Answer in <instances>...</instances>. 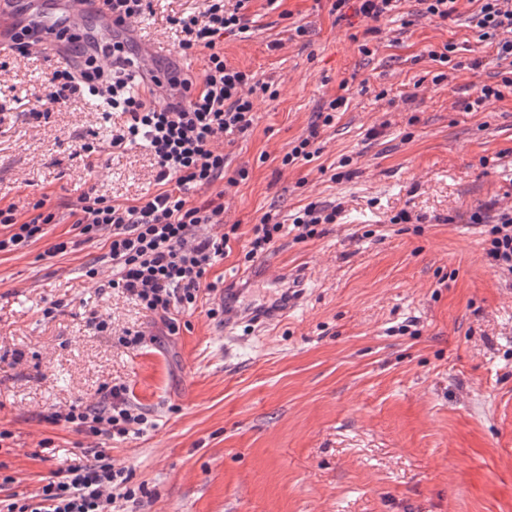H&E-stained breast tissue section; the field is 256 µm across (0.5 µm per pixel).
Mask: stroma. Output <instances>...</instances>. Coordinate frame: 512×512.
Returning <instances> with one entry per match:
<instances>
[{
	"label": "stroma",
	"instance_id": "1",
	"mask_svg": "<svg viewBox=\"0 0 512 512\" xmlns=\"http://www.w3.org/2000/svg\"><path fill=\"white\" fill-rule=\"evenodd\" d=\"M202 5L151 0L137 27L166 47L164 64L202 74L206 52L182 56L174 23ZM414 10L403 0L369 41L367 21H337L330 0H248L249 31L225 36L226 62L277 94L257 98L248 135L221 139L223 180L188 194L195 206L223 203L237 227L208 278L253 268L310 278L302 309L230 350L206 295L177 334L120 346L115 333L155 327L109 287L105 237L48 255L90 188L124 205L156 194L155 159L141 141L111 147L124 114L81 98L37 112L62 64L53 53L0 54V92L20 100L0 112V205L24 218L43 196L58 218L44 239L0 254V430L13 434L0 476L13 491L86 461L81 435L47 424L48 412L125 383L153 426L113 443L112 457L152 495L148 512H512V276L486 260L489 225L470 221L477 208L512 207V95L467 108L476 86L512 66L480 41L466 2L448 22ZM298 25L307 33L296 39ZM446 42L483 67L435 82L427 51ZM340 96L319 154L283 165ZM312 202L341 211L297 239L291 224ZM270 211L284 229L246 261Z\"/></svg>",
	"mask_w": 512,
	"mask_h": 512
}]
</instances>
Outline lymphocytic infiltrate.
<instances>
[{
	"mask_svg": "<svg viewBox=\"0 0 512 512\" xmlns=\"http://www.w3.org/2000/svg\"><path fill=\"white\" fill-rule=\"evenodd\" d=\"M246 0L226 6L205 0L202 11L177 20L183 52L206 51L202 78L181 70L157 76L139 71L129 39L116 38L104 54H90L80 72L54 70L45 80L41 106H64L78 95L105 100L126 114L111 145L121 148L142 140L155 157L161 192L136 205L124 206L91 192L74 213L75 237L90 241L109 231L108 256L116 271L112 287L122 289L143 309L158 315L168 333L177 317L194 307L207 274L229 247L223 205L194 206L188 193L212 186L224 176L220 138L244 136L253 127L254 97L268 92L269 82L228 66L218 42L224 34L246 33ZM469 23L499 60L512 59V0H477ZM56 214L37 199L27 218L15 206L0 207V253L35 243L48 233ZM486 252L491 266L512 273V209L499 211ZM46 423L87 438V464L53 471L38 491L0 498V512H124L137 502L128 467L117 465L105 442L143 434L148 419L132 403L124 384L106 387L95 405L74 404L45 415Z\"/></svg>",
	"mask_w": 512,
	"mask_h": 512,
	"instance_id": "obj_1",
	"label": "lymphocytic infiltrate"
}]
</instances>
